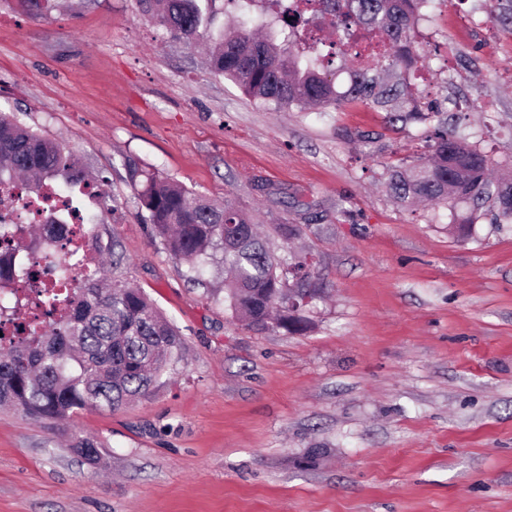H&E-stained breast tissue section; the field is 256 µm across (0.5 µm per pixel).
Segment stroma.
Here are the masks:
<instances>
[{
	"label": "stroma",
	"mask_w": 512,
	"mask_h": 512,
	"mask_svg": "<svg viewBox=\"0 0 512 512\" xmlns=\"http://www.w3.org/2000/svg\"><path fill=\"white\" fill-rule=\"evenodd\" d=\"M505 5L427 7L415 41L434 69L416 91L469 113L471 143L512 172ZM0 109L97 175L93 238H118L116 275L186 342L155 393L119 410H0V512H512V225L485 215L460 241L449 210L393 199L387 171L426 152V123L266 110L137 0L37 18L0 0ZM135 169L252 211L279 256L311 254V330L248 328L212 274L194 283L144 224ZM72 432L104 441L100 464L66 448Z\"/></svg>",
	"instance_id": "obj_1"
}]
</instances>
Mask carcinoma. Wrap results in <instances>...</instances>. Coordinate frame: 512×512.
Returning a JSON list of instances; mask_svg holds the SVG:
<instances>
[{
    "label": "carcinoma",
    "mask_w": 512,
    "mask_h": 512,
    "mask_svg": "<svg viewBox=\"0 0 512 512\" xmlns=\"http://www.w3.org/2000/svg\"><path fill=\"white\" fill-rule=\"evenodd\" d=\"M141 14L173 37L194 43L211 27L202 0H137ZM303 9L280 24L263 21L266 29L240 20L208 47L211 70L237 83L256 103L272 110H307L355 102L388 112L395 121L424 119L430 155L391 172L387 187L410 212L424 201L455 211L469 210L448 225L458 238L471 235L482 212L495 223L512 224V181L489 175V159L460 133L466 115L442 111L421 114L409 75L420 55L411 33L427 0H304ZM338 12L390 43L385 52L350 71L346 91L337 89L328 72L335 60L359 57L345 48L346 34L336 32L324 54H311L299 44L301 25L318 29L327 15ZM60 177L85 185V166L59 143L0 111V179ZM144 223L176 260L188 264L195 278L203 266L216 264L227 272L225 301L236 319L249 326L302 334L309 322L288 314V291L311 299L321 295L312 283L308 254L287 260L277 256L256 230L252 215L229 201L217 203L158 173L134 171ZM37 241L32 225L17 224L0 234V249H31ZM79 261L95 265L77 285L61 294L55 288H34L39 271L0 277V289L29 296L32 310L0 322V406L44 423L72 417L80 410H117L147 398L160 378L183 360L186 343L174 325L138 288L129 286L96 262L91 253ZM72 453L88 463L101 460V443L73 433Z\"/></svg>",
    "instance_id": "cac0c4a2"
}]
</instances>
